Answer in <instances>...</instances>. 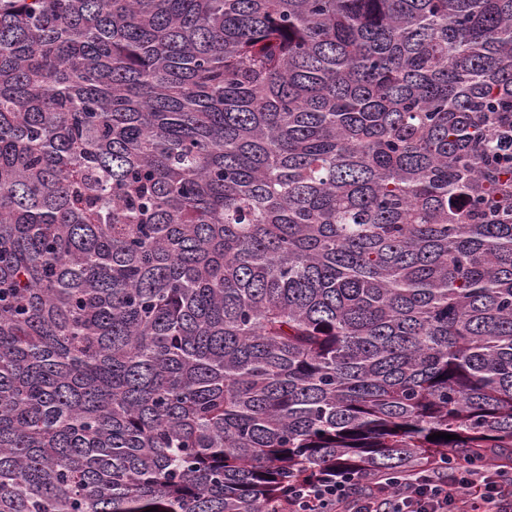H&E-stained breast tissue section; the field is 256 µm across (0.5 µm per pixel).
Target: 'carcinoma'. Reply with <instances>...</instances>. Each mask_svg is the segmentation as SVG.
I'll list each match as a JSON object with an SVG mask.
<instances>
[{"mask_svg": "<svg viewBox=\"0 0 512 512\" xmlns=\"http://www.w3.org/2000/svg\"><path fill=\"white\" fill-rule=\"evenodd\" d=\"M509 457L512 0H0V512Z\"/></svg>", "mask_w": 512, "mask_h": 512, "instance_id": "cac0c4a2", "label": "carcinoma"}]
</instances>
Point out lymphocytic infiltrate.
Instances as JSON below:
<instances>
[{
	"instance_id": "1",
	"label": "lymphocytic infiltrate",
	"mask_w": 512,
	"mask_h": 512,
	"mask_svg": "<svg viewBox=\"0 0 512 512\" xmlns=\"http://www.w3.org/2000/svg\"><path fill=\"white\" fill-rule=\"evenodd\" d=\"M501 470L457 460L400 477L325 473L289 493L277 512H512V480Z\"/></svg>"
}]
</instances>
